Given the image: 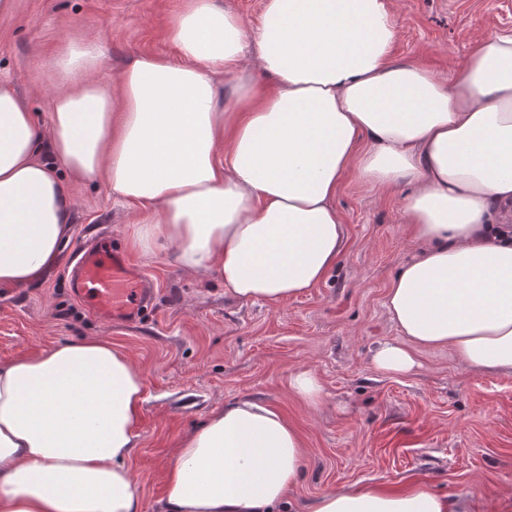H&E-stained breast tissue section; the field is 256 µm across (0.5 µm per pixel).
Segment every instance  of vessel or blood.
Returning <instances> with one entry per match:
<instances>
[{"mask_svg": "<svg viewBox=\"0 0 512 512\" xmlns=\"http://www.w3.org/2000/svg\"><path fill=\"white\" fill-rule=\"evenodd\" d=\"M70 266L73 294L98 317L130 326L154 305L153 284L136 271L123 250H105L98 240L75 252Z\"/></svg>", "mask_w": 512, "mask_h": 512, "instance_id": "vessel-or-blood-1", "label": "vessel or blood"}]
</instances>
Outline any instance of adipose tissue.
<instances>
[{
    "instance_id": "1",
    "label": "adipose tissue",
    "mask_w": 512,
    "mask_h": 512,
    "mask_svg": "<svg viewBox=\"0 0 512 512\" xmlns=\"http://www.w3.org/2000/svg\"><path fill=\"white\" fill-rule=\"evenodd\" d=\"M395 36L391 0H265L254 27L188 0L177 58L139 57L112 90L94 51L70 45L48 141L0 82V283L39 276L69 239L70 184L101 178L134 211L142 252L170 248L225 294L274 307L334 268L346 176L411 182L403 208L426 249L388 288L401 340L375 366L407 372L415 348L449 347L512 373V32L480 39L451 83L394 62ZM144 401L130 356L98 338L0 365V512H143L128 461ZM304 454L281 412L227 403L182 438L166 512H279ZM312 512L463 506L420 481L355 483Z\"/></svg>"
}]
</instances>
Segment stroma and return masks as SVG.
<instances>
[{
    "label": "stroma",
    "mask_w": 512,
    "mask_h": 512,
    "mask_svg": "<svg viewBox=\"0 0 512 512\" xmlns=\"http://www.w3.org/2000/svg\"><path fill=\"white\" fill-rule=\"evenodd\" d=\"M184 4L13 0L0 12V78L49 132L58 61L71 43L98 54L97 77L113 86L138 56H176L168 33ZM393 22V59L453 81L479 39L512 29V0H393ZM69 192L67 246L39 278L0 285V365L90 337L131 356L145 383L129 462L144 512H165V469L182 437L239 398L272 406L300 433L305 457L289 512H311L323 492L356 482L396 488L419 480L465 512L512 503V374L472 371L448 348L415 350L408 373L372 361L379 345L399 339L385 306L390 282L422 251L401 193L345 178L336 196L345 245L334 269L271 308L226 296L215 277L186 272L172 250L131 248L125 230L134 213L103 180ZM91 232L127 250L156 284L155 304L137 326L98 319L67 287L72 253ZM300 371L318 378L317 403L293 390Z\"/></svg>",
    "instance_id": "1"
}]
</instances>
